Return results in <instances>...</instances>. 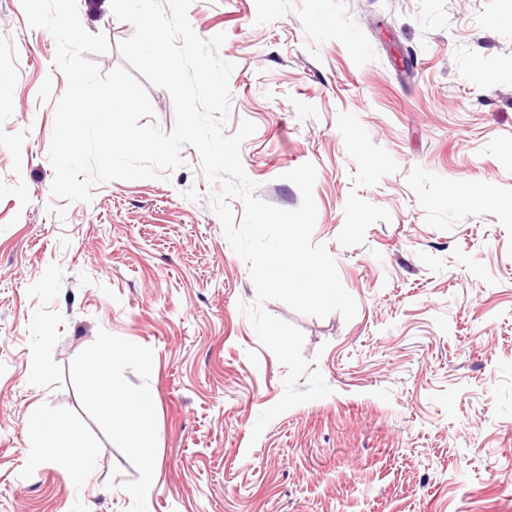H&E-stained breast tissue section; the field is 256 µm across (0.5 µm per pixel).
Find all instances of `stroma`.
Returning a JSON list of instances; mask_svg holds the SVG:
<instances>
[{"label":"stroma","mask_w":512,"mask_h":512,"mask_svg":"<svg viewBox=\"0 0 512 512\" xmlns=\"http://www.w3.org/2000/svg\"><path fill=\"white\" fill-rule=\"evenodd\" d=\"M77 5L109 39L98 66L122 65L133 26L110 0ZM188 19L226 35L224 133L255 124L257 197L297 208L284 175L316 168L313 240L357 314L264 308L332 393L252 439L287 370L239 310L255 289L199 152L165 180L53 197L67 81L53 35L0 0V512H512V0H192ZM111 341L153 365L113 363L154 397L145 498L141 449L85 398L84 355ZM36 404L95 446L85 484L29 468Z\"/></svg>","instance_id":"1"}]
</instances>
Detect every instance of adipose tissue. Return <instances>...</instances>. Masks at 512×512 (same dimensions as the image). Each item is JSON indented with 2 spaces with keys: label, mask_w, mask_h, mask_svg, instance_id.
I'll use <instances>...</instances> for the list:
<instances>
[{
  "label": "adipose tissue",
  "mask_w": 512,
  "mask_h": 512,
  "mask_svg": "<svg viewBox=\"0 0 512 512\" xmlns=\"http://www.w3.org/2000/svg\"><path fill=\"white\" fill-rule=\"evenodd\" d=\"M88 399L107 417L115 418L114 432L133 443L135 447L147 448L144 429L151 417L153 397L149 392H132L112 375V360L97 358L95 380L87 392ZM26 425L31 437L39 443L48 444L50 455L31 452L28 463L32 469H40L46 462H53L58 469L70 473L76 481H84L92 467L95 449L83 443L73 425L65 418L46 412L35 406L26 416Z\"/></svg>",
  "instance_id": "ef3b65f1"
}]
</instances>
